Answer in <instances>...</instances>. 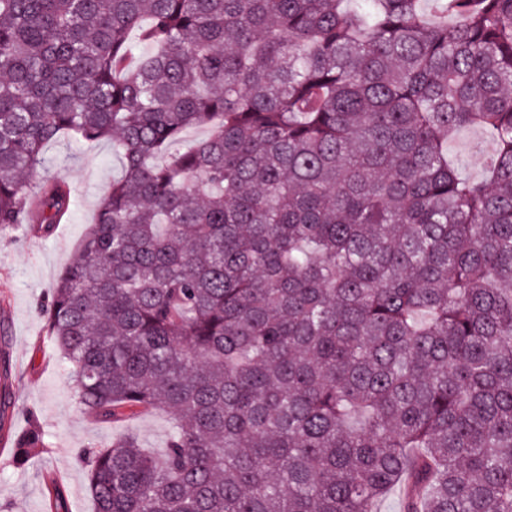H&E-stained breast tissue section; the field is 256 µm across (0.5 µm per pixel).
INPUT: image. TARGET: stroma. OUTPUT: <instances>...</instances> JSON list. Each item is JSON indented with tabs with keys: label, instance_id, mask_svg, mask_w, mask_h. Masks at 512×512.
<instances>
[{
	"label": "stroma",
	"instance_id": "stroma-1",
	"mask_svg": "<svg viewBox=\"0 0 512 512\" xmlns=\"http://www.w3.org/2000/svg\"><path fill=\"white\" fill-rule=\"evenodd\" d=\"M493 140L477 128H464L448 141V156L464 176L480 177ZM44 174H63L74 204L52 235L37 237L27 225L0 229V350L12 365L11 426L19 433L40 426L46 448L24 467L0 463V512H47L41 475L54 472L68 492L69 512H93L84 469L77 457L119 434H136L143 446L162 449L172 427L157 410L116 426L88 420L76 408L64 366L56 359L40 312L60 272L76 257L97 205L122 165L109 143L92 146L62 138L44 149Z\"/></svg>",
	"mask_w": 512,
	"mask_h": 512
}]
</instances>
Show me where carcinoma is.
I'll use <instances>...</instances> for the list:
<instances>
[{
  "label": "carcinoma",
  "instance_id": "obj_1",
  "mask_svg": "<svg viewBox=\"0 0 512 512\" xmlns=\"http://www.w3.org/2000/svg\"><path fill=\"white\" fill-rule=\"evenodd\" d=\"M65 136L123 173L47 335L94 421L173 419L80 455L94 512H512V0H0L1 228L69 213ZM493 140L477 128H464L448 140V157L457 161L464 176L479 178L485 156L494 151Z\"/></svg>",
  "mask_w": 512,
  "mask_h": 512
}]
</instances>
